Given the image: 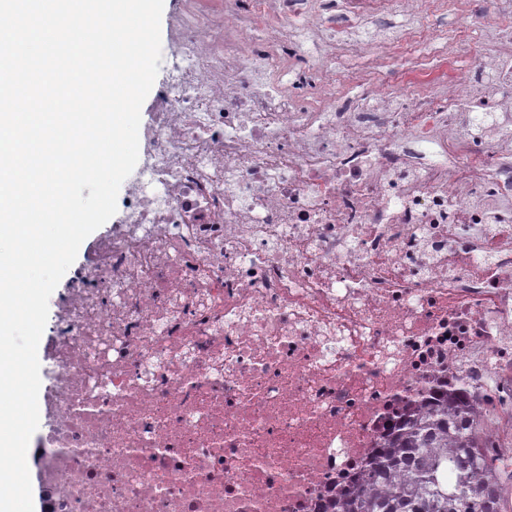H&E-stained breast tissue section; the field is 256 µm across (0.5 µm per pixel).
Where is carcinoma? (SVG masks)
Instances as JSON below:
<instances>
[{
  "label": "carcinoma",
  "mask_w": 512,
  "mask_h": 512,
  "mask_svg": "<svg viewBox=\"0 0 512 512\" xmlns=\"http://www.w3.org/2000/svg\"><path fill=\"white\" fill-rule=\"evenodd\" d=\"M499 461L465 395L443 391L390 430L330 512H503Z\"/></svg>",
  "instance_id": "carcinoma-1"
}]
</instances>
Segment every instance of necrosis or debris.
Listing matches in <instances>:
<instances>
[{"label":"necrosis or debris","mask_w":512,"mask_h":512,"mask_svg":"<svg viewBox=\"0 0 512 512\" xmlns=\"http://www.w3.org/2000/svg\"><path fill=\"white\" fill-rule=\"evenodd\" d=\"M188 0L121 220L51 320L56 512H317L390 427L466 391L512 447V36L377 105L336 77L397 0ZM448 83L447 95L434 87Z\"/></svg>","instance_id":"necrosis-or-debris-1"}]
</instances>
